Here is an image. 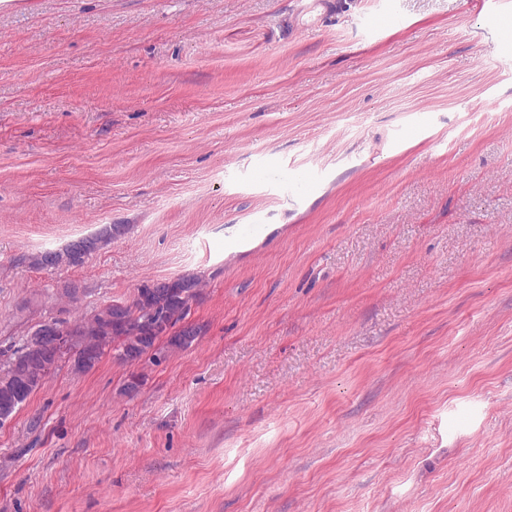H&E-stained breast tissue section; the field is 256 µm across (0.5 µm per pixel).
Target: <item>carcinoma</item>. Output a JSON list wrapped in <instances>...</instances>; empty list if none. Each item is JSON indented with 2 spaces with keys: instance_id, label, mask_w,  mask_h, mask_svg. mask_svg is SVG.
<instances>
[{
  "instance_id": "1",
  "label": "carcinoma",
  "mask_w": 512,
  "mask_h": 512,
  "mask_svg": "<svg viewBox=\"0 0 512 512\" xmlns=\"http://www.w3.org/2000/svg\"><path fill=\"white\" fill-rule=\"evenodd\" d=\"M110 238L112 229L104 227L62 252L39 255L34 264L79 265L98 243ZM202 295L201 280L187 275L144 283L131 298L113 300L69 324L46 321L59 335L67 337V350L59 355L52 342L40 345L28 334L10 346L7 359L0 363V412L12 418L63 362L82 373L94 368L111 350L122 362L133 365L146 358L159 364L168 354L189 348L200 336V327L188 322L187 317Z\"/></svg>"
}]
</instances>
